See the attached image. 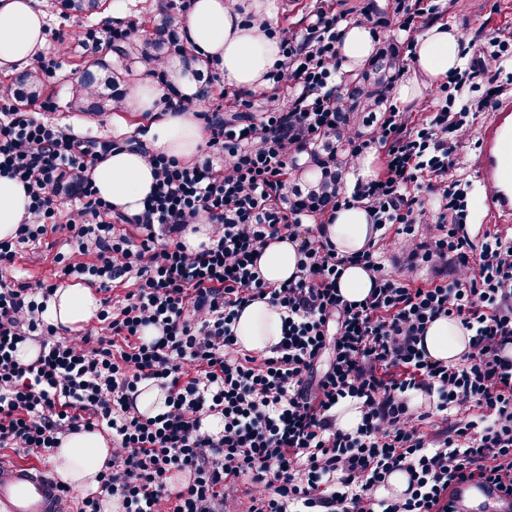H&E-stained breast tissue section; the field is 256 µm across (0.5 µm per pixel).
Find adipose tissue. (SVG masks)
<instances>
[{
	"label": "adipose tissue",
	"instance_id": "adipose-tissue-1",
	"mask_svg": "<svg viewBox=\"0 0 512 512\" xmlns=\"http://www.w3.org/2000/svg\"><path fill=\"white\" fill-rule=\"evenodd\" d=\"M259 0H193L181 21L186 42L203 59L218 63L225 83L237 90L257 92L268 84L267 75L280 62L278 42L262 23L247 24L244 14L261 15ZM46 14L39 0H0V72L30 68L45 47ZM460 33L447 22L430 23L412 45V67L399 85L398 99L404 104L420 100L423 91L448 72L463 69ZM346 72L355 73L375 51L368 26L358 20L342 27L337 46ZM161 89L145 79L127 93L130 111L150 117L147 133L137 143L123 145L95 165L92 177L101 197L118 211L134 215L143 209L153 192L156 176L147 155L159 152L188 162L195 161L205 147L201 124L192 112L161 110ZM30 199L23 183L0 173V240L15 236L26 215ZM318 233L336 251L351 255L377 244L380 236L370 211L352 205L331 215ZM299 254L288 239L272 240L257 261L261 278L269 287L293 280ZM102 299L90 287L71 283L57 288L47 300L45 319L78 332L96 318ZM284 315L265 301L241 308L235 324L237 343L244 350L268 353L282 336ZM470 334L459 321L441 318L431 323L424 346L436 360L457 361L468 347ZM112 445L95 430H81L63 438L52 458L60 477L81 490L95 489V476L110 456Z\"/></svg>",
	"mask_w": 512,
	"mask_h": 512
}]
</instances>
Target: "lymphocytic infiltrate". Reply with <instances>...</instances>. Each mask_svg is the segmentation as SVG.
Returning a JSON list of instances; mask_svg holds the SVG:
<instances>
[{
	"mask_svg": "<svg viewBox=\"0 0 512 512\" xmlns=\"http://www.w3.org/2000/svg\"><path fill=\"white\" fill-rule=\"evenodd\" d=\"M340 23L321 11L285 38L287 61L271 78L287 86V102L238 120L211 115L204 164L150 155L154 192L117 224L90 177L115 140L86 145L0 96V172L30 197L15 239L0 241V451L44 463L68 434L105 431L112 453L77 512H103L114 499L123 512H458L453 489L466 481L512 500V239L470 238L466 193L449 177L461 158L448 146L468 135L470 109L485 106L470 103L471 80L503 72L502 56L449 76L426 125L388 104L350 131V155L322 154L318 143L340 124ZM368 148L382 171L351 195L323 208L285 201L283 169L309 162L332 173ZM354 203L395 226L407 259L392 275L377 249L358 254L376 283L358 304L337 288L347 256L312 230ZM202 218L211 243L187 251L181 235ZM61 230L83 258L65 274L134 282L79 334L40 321L52 285L5 278L18 245L40 262L38 244ZM278 236L296 242L300 259L294 280L271 288L257 261ZM429 262L434 276L418 281ZM263 298L285 327L255 356L234 326L241 307ZM442 317L472 334L461 362L422 346ZM31 341L38 355L21 362L16 352ZM146 382L164 391L165 412L136 408ZM416 392L439 426L423 429ZM346 400L361 412L352 434L337 425ZM210 415L222 432L203 431ZM396 471L406 490L377 496Z\"/></svg>",
	"mask_w": 512,
	"mask_h": 512,
	"instance_id": "obj_1",
	"label": "lymphocytic infiltrate"
}]
</instances>
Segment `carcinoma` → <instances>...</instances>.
Wrapping results in <instances>:
<instances>
[{
  "instance_id": "carcinoma-1",
  "label": "carcinoma",
  "mask_w": 512,
  "mask_h": 512,
  "mask_svg": "<svg viewBox=\"0 0 512 512\" xmlns=\"http://www.w3.org/2000/svg\"><path fill=\"white\" fill-rule=\"evenodd\" d=\"M107 0H54V6L73 16H91L104 11ZM141 31V39L126 41L119 46L118 62H103L98 40L89 32L79 42L81 84L74 88L66 103L71 112L93 114L120 107L125 99L126 86L132 76L131 63L145 59H166L176 62V66L163 74L165 83L173 90L187 81L195 82V97L204 98L208 94L204 83L206 63L193 49L184 44L166 10L156 8L149 16L133 23ZM399 66V57L389 46L372 57L360 74V78L347 85L346 101L338 112L342 115V125H347L351 116L363 110V103L370 97L380 95L382 88L391 82L393 73ZM18 103L24 106L37 104L43 88L32 71L18 73L12 80ZM297 179L308 188L309 200L323 203L334 199L339 188L337 180L316 173L313 176L299 173Z\"/></svg>"
}]
</instances>
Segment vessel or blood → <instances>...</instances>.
Instances as JSON below:
<instances>
[{"mask_svg":"<svg viewBox=\"0 0 512 512\" xmlns=\"http://www.w3.org/2000/svg\"><path fill=\"white\" fill-rule=\"evenodd\" d=\"M472 164L483 184L486 223L512 227V173L504 154L512 146V96L500 100L480 131ZM0 512H73V505L41 467L0 458Z\"/></svg>","mask_w":512,"mask_h":512,"instance_id":"1","label":"vessel or blood"}]
</instances>
